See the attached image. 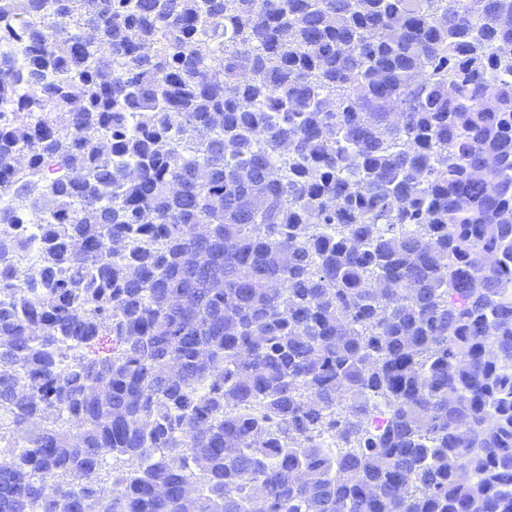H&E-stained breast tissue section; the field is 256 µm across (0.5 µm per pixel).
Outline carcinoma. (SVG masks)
<instances>
[{
	"label": "carcinoma",
	"mask_w": 512,
	"mask_h": 512,
	"mask_svg": "<svg viewBox=\"0 0 512 512\" xmlns=\"http://www.w3.org/2000/svg\"><path fill=\"white\" fill-rule=\"evenodd\" d=\"M0 197V512H512V0H0Z\"/></svg>",
	"instance_id": "obj_1"
}]
</instances>
